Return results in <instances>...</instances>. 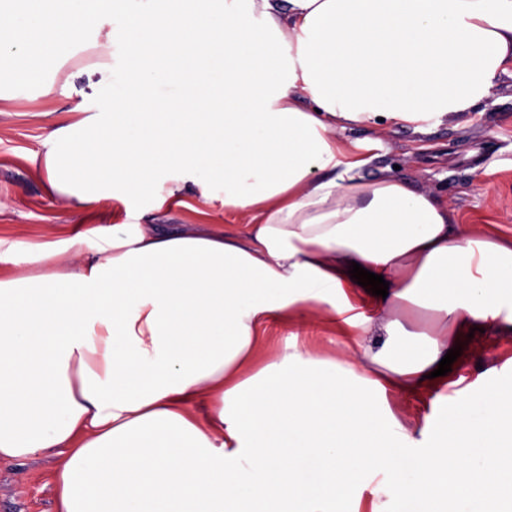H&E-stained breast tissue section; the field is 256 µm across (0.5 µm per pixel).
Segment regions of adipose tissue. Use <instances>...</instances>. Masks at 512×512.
Returning a JSON list of instances; mask_svg holds the SVG:
<instances>
[{
    "instance_id": "ef3b65f1",
    "label": "adipose tissue",
    "mask_w": 512,
    "mask_h": 512,
    "mask_svg": "<svg viewBox=\"0 0 512 512\" xmlns=\"http://www.w3.org/2000/svg\"><path fill=\"white\" fill-rule=\"evenodd\" d=\"M131 2L111 12L99 120L53 131L43 169L74 206L144 208L0 238V460L61 449L58 512L511 499L512 399L455 394L426 448L381 400L443 385L435 369L474 328L512 336V238L453 223L408 178L366 176L342 134L476 106L512 77V0ZM97 19L77 0L0 5V53L51 93ZM188 195L239 223H174ZM303 313L330 323L337 358L294 343L256 366L268 323Z\"/></svg>"
}]
</instances>
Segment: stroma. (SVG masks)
I'll return each instance as SVG.
<instances>
[{
  "mask_svg": "<svg viewBox=\"0 0 512 512\" xmlns=\"http://www.w3.org/2000/svg\"><path fill=\"white\" fill-rule=\"evenodd\" d=\"M112 50L104 35L87 32L84 42L55 73L66 93L0 98V237L19 244L43 241L52 224H111L110 204L83 210L66 205L46 188L42 161L53 150L51 132L97 111L112 85ZM346 138L366 142L367 174L398 168L447 200L452 221L474 228L492 225L512 237V78L494 80L484 101L456 116L385 132L359 127ZM310 341L315 354L332 356L323 339L328 327L275 322L259 362L273 360L292 334ZM448 380L457 388L492 389L512 381V340L481 333L466 339ZM60 459L43 455L0 462V512H55L53 473Z\"/></svg>",
  "mask_w": 512,
  "mask_h": 512,
  "instance_id": "obj_1",
  "label": "stroma"
}]
</instances>
